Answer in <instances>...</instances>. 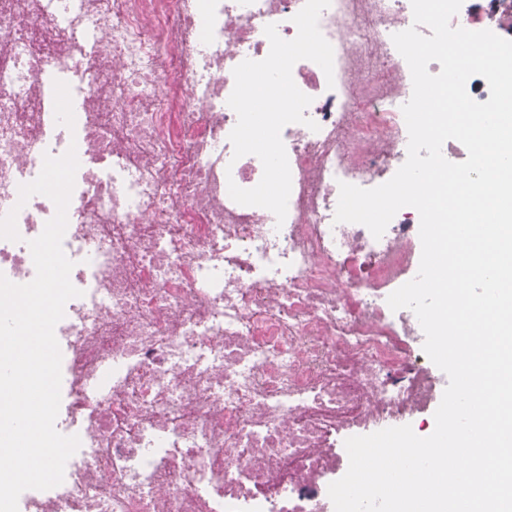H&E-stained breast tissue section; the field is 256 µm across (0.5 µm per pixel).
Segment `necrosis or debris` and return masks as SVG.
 <instances>
[{
    "mask_svg": "<svg viewBox=\"0 0 512 512\" xmlns=\"http://www.w3.org/2000/svg\"><path fill=\"white\" fill-rule=\"evenodd\" d=\"M305 0H0V273L33 280L56 207L18 202L45 155L79 167L63 250L70 299L55 426L79 436L63 482L19 512H334L347 438L429 411L444 383L388 296L419 269L420 217L381 238L335 223L339 182L373 188L407 158L412 78L392 36L411 0H331L334 77L292 76L319 129L281 131L284 224L234 202L263 166L234 158L233 69L293 39ZM452 26L512 40V0H463Z\"/></svg>",
    "mask_w": 512,
    "mask_h": 512,
    "instance_id": "obj_1",
    "label": "necrosis or debris"
}]
</instances>
